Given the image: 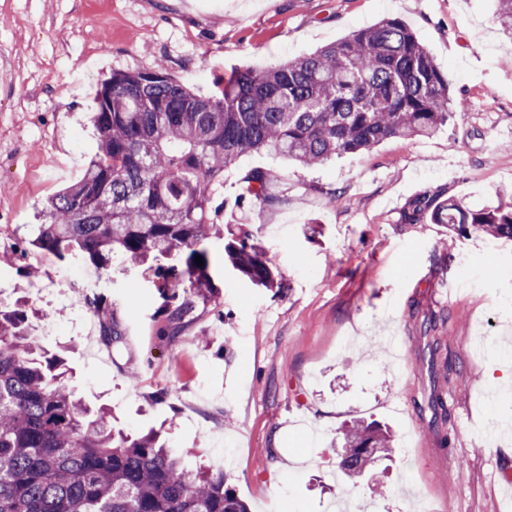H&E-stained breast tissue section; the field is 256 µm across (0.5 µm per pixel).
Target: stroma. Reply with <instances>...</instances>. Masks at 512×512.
Listing matches in <instances>:
<instances>
[{
	"mask_svg": "<svg viewBox=\"0 0 512 512\" xmlns=\"http://www.w3.org/2000/svg\"><path fill=\"white\" fill-rule=\"evenodd\" d=\"M496 7L0 0V300L23 296L38 310L39 345L66 346L71 386L107 407L113 428L161 431L187 466L223 470L250 512H328L340 495L359 512H512V390L484 377L492 359L512 360V241L490 257L484 239L400 220L418 195L474 209L512 202V44ZM387 16L426 45L462 109L434 136L389 138L318 171L240 158L224 174V221L250 222L278 287L253 284L225 262L224 239H209L217 303L163 338L151 278L114 264L103 293L126 345L98 360L96 319L50 293L61 261L30 245L29 228L97 151L90 113L101 81L161 63L207 94L233 70L309 55ZM257 167L286 203L239 205L241 180ZM437 395L447 416L431 405ZM356 418L389 426L394 452L340 481L330 447Z\"/></svg>",
	"mask_w": 512,
	"mask_h": 512,
	"instance_id": "35a3bbf8",
	"label": "stroma"
}]
</instances>
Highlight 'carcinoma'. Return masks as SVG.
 Segmentation results:
<instances>
[{
	"instance_id": "obj_1",
	"label": "carcinoma",
	"mask_w": 512,
	"mask_h": 512,
	"mask_svg": "<svg viewBox=\"0 0 512 512\" xmlns=\"http://www.w3.org/2000/svg\"><path fill=\"white\" fill-rule=\"evenodd\" d=\"M495 20L512 41V0ZM98 152L83 178L43 211L31 245L107 271L114 260L149 264L165 301L161 336L177 334L200 304H216L205 242L220 234L224 172L265 154L314 169L390 137H429L454 112L448 74L397 17L361 28L314 54L262 71L218 78L194 93L164 68L114 71L95 96ZM272 175L251 171L241 203L272 206ZM400 219L446 224L461 236L512 240V203L471 209L449 198L410 200ZM228 262L254 284L278 288L249 225L224 245ZM201 256L204 265L195 263ZM108 347L126 327L103 297L89 307ZM64 361L31 334L27 303L0 304V512H248L224 472L191 469L154 431L112 428L67 382ZM338 470L349 479L388 459L393 435L351 421L340 432Z\"/></svg>"
}]
</instances>
